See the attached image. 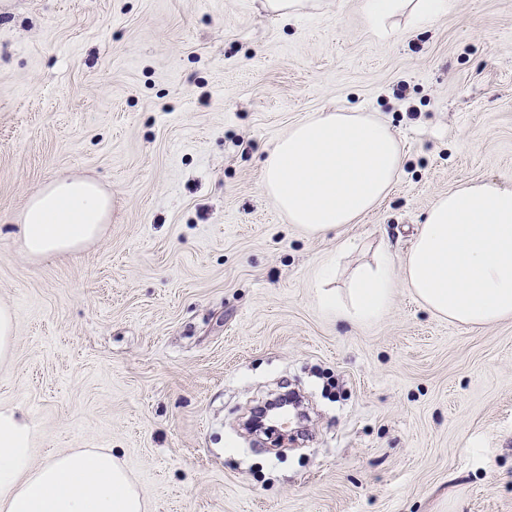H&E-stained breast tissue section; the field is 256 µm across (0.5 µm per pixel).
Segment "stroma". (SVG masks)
<instances>
[{
	"label": "stroma",
	"mask_w": 512,
	"mask_h": 512,
	"mask_svg": "<svg viewBox=\"0 0 512 512\" xmlns=\"http://www.w3.org/2000/svg\"><path fill=\"white\" fill-rule=\"evenodd\" d=\"M364 4L0 0V405L31 420L34 463L111 449L151 512H512V319L435 316L399 264L375 321L318 302L321 268L344 290L376 251L404 257L437 196L512 181V0L385 35ZM333 110L387 123L403 166L357 223L308 236L262 160ZM59 177L114 207L98 240L35 261L18 215ZM282 384L309 396L304 443L241 428ZM310 0H264V8L276 15L292 16L314 4ZM16 321L13 311L0 305V364L8 361L13 353Z\"/></svg>",
	"instance_id": "1"
}]
</instances>
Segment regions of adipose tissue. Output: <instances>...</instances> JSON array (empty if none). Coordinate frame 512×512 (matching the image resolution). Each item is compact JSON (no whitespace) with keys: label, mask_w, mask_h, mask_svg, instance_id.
Here are the masks:
<instances>
[{"label":"adipose tissue","mask_w":512,"mask_h":512,"mask_svg":"<svg viewBox=\"0 0 512 512\" xmlns=\"http://www.w3.org/2000/svg\"><path fill=\"white\" fill-rule=\"evenodd\" d=\"M447 7V0H366V15L380 34L402 9L430 21ZM402 160L398 137L384 122L364 112H320L278 140L262 162L260 188L289 223L316 235L373 210ZM111 205L94 181L55 179L18 216L26 255H62L96 240ZM397 264L416 299L437 316L469 326L512 318V185L473 181L437 197L402 261L379 253L356 269L347 300L324 291L320 304L353 322L385 315ZM0 512H149V506L111 450L77 448L33 464L30 422L0 408Z\"/></svg>","instance_id":"ef3b65f1"}]
</instances>
